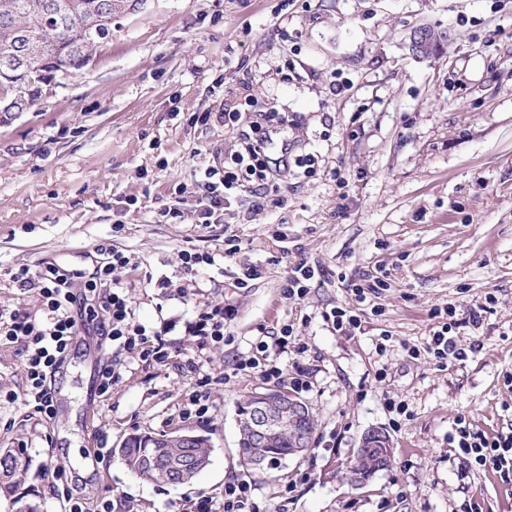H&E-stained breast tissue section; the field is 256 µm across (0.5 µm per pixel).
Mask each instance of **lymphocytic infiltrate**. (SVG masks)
Listing matches in <instances>:
<instances>
[{
    "label": "lymphocytic infiltrate",
    "instance_id": "1",
    "mask_svg": "<svg viewBox=\"0 0 512 512\" xmlns=\"http://www.w3.org/2000/svg\"><path fill=\"white\" fill-rule=\"evenodd\" d=\"M288 117L276 111L257 114L249 124L248 133L240 137V148L222 166L203 169L194 187H182L178 204L167 211L171 219L182 217L181 205L194 197L196 190H203L206 205L200 213L203 224L218 223L224 203L231 191L240 182L249 181L264 186L267 181L295 163L303 167L305 176L313 171L307 166L308 159L296 156H272L267 147L271 130L286 132ZM102 259L90 279H83L81 272L67 270L50 263L37 271L18 268L13 281L22 289L33 291L37 297L41 314H14L6 326H0V335L24 346V371L27 379L26 401L44 416L54 413L51 384L56 373L67 358L69 347L78 335L82 321L95 324L100 335L109 340L114 355L99 372L98 392L111 393L119 379L117 356L129 353L144 363H161L168 357V350L159 333L148 330L137 323L133 301L126 292L122 280L130 263L129 258L109 244L99 247ZM439 320L430 339L423 347H409L411 357L429 353L437 359H465L466 353L458 348L455 336L463 324H479V313H471L468 320L456 317L454 304L434 309ZM232 317V311L221 305L200 304L192 320L185 326L187 335L195 337L199 346L216 345L224 341V327ZM292 326L282 328L279 336L271 340L258 341L254 357L241 363V370L257 374L266 380H281L284 370L279 357L287 352ZM449 443L455 444L457 452L466 463L475 469L512 476V431L489 438L471 429L466 418H458Z\"/></svg>",
    "mask_w": 512,
    "mask_h": 512
}]
</instances>
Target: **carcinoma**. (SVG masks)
I'll use <instances>...</instances> for the list:
<instances>
[{
	"mask_svg": "<svg viewBox=\"0 0 512 512\" xmlns=\"http://www.w3.org/2000/svg\"><path fill=\"white\" fill-rule=\"evenodd\" d=\"M45 2L0 0V59L13 52L18 27L29 29L40 40L39 57L32 60V68L24 76L8 82L0 75V97H14L31 107L41 99L55 65L63 66L68 76L86 68L95 50L112 38V15L125 9L126 0H65L69 10L60 19L45 15ZM185 452V448L173 447L147 432L133 433L122 446L113 449L131 474L165 484L172 460ZM264 452L267 462L277 463L292 455L293 443L284 434ZM3 466L13 480L1 484L0 493L10 495L30 466L26 450L0 448V468Z\"/></svg>",
	"mask_w": 512,
	"mask_h": 512,
	"instance_id": "carcinoma-1",
	"label": "carcinoma"
}]
</instances>
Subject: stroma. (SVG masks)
Wrapping results in <instances>:
<instances>
[{
	"label": "stroma",
	"instance_id": "obj_1",
	"mask_svg": "<svg viewBox=\"0 0 512 512\" xmlns=\"http://www.w3.org/2000/svg\"><path fill=\"white\" fill-rule=\"evenodd\" d=\"M423 28L439 35L432 48L415 44ZM269 107L288 112V138L316 155V175L284 171L261 192L243 185L208 227L191 208L166 222L176 188L222 165L248 114ZM229 109L239 121L218 122ZM230 235L236 254L181 275L179 250L223 253ZM103 243L129 257L135 317L165 329L169 357L145 366L123 354L102 395L96 339L76 337L48 419L22 400L21 343L0 338V448L32 459L0 512H16L21 496L65 512L52 471L69 463L74 496L92 506L123 495L128 512H187L203 494L218 502L236 477L252 481L256 512H512V481L466 469L448 445L461 416L489 436L512 426V0H129L82 74L0 116V318L39 310L12 270L53 262L89 272ZM301 261L316 271L310 292L285 299ZM250 267L260 278L238 287ZM378 271L386 288L358 302L356 284ZM162 275L180 294L155 286ZM205 300L234 311L227 341L211 350L182 327ZM449 302L458 317L482 315L457 336L467 359L409 357L404 344L426 342L432 310ZM337 306L363 314V334L324 321ZM285 324L294 334L280 362L310 373L299 397L314 442L248 471L236 409L267 383L234 366ZM205 375L209 419L181 418ZM390 398L407 410L396 428ZM176 428L212 445L192 483L137 478L112 454L134 430ZM372 429L388 431L393 458L356 487L346 467Z\"/></svg>",
	"mask_w": 512,
	"mask_h": 512
}]
</instances>
